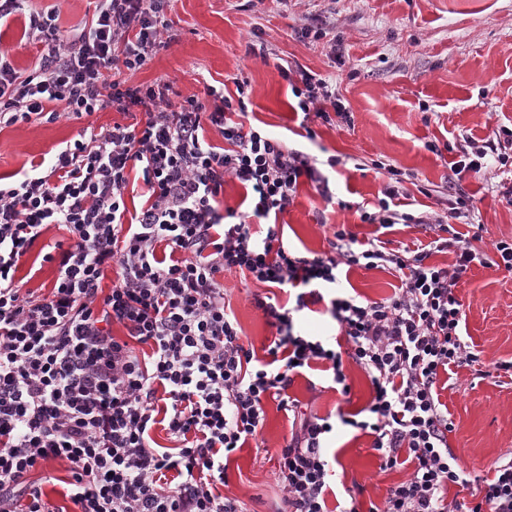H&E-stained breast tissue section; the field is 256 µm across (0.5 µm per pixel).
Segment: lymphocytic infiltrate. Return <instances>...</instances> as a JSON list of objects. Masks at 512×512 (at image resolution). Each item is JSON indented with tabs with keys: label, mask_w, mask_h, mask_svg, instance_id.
I'll return each instance as SVG.
<instances>
[{
	"label": "lymphocytic infiltrate",
	"mask_w": 512,
	"mask_h": 512,
	"mask_svg": "<svg viewBox=\"0 0 512 512\" xmlns=\"http://www.w3.org/2000/svg\"><path fill=\"white\" fill-rule=\"evenodd\" d=\"M28 2L0 0V27L26 15L29 35L46 51L27 75L0 52V124L78 120L107 109L127 115L136 108L140 118L90 131L0 182V512H53L41 486L27 479L53 461L68 466L77 512H247L216 488L226 482L229 455L262 428L264 398L275 395L280 408L297 410L287 389L319 360L349 394L347 356L372 384L369 416L357 429L372 435L382 467L403 453L414 464L390 488L382 512H512L511 453L478 497L448 499L449 486L471 479L448 446L453 423L437 382L450 366L478 360L461 335L456 290L475 265L512 272V241H496L488 252L454 228L473 199L457 192L444 220L393 209L401 173L376 160L373 169L390 183L363 221L384 229L431 224L439 237L414 251L374 242L360 248L341 229L329 251L287 249L271 216L293 204L300 178L324 196L329 181L307 153L246 126L247 82L232 95L208 86L200 100L180 97L170 80L134 84L122 76L145 68L171 31L170 0H98L90 26L67 45L56 11H31ZM280 73L305 118L327 123L346 114L326 79L298 65ZM209 127L223 146L206 140ZM501 133L502 141L461 147L455 175L511 162L512 129ZM134 170L147 199L131 216L124 191ZM228 177L250 192L254 216L268 222L265 233L235 211L221 212ZM51 224L64 226L70 241L46 254L56 276L40 295L24 290L16 274ZM448 250L452 267L429 264L431 253ZM345 266L391 269L401 285L382 301L325 297ZM111 268L117 280L106 292L101 283ZM237 271L294 297L288 308L256 302L277 330L263 361L245 347L218 279ZM321 302L350 355L294 334V314ZM115 324L125 338L112 335ZM140 345L149 353L137 354ZM158 423L175 447H155L150 432ZM332 429L327 419H303L281 448L284 495L276 512H328L323 437Z\"/></svg>",
	"instance_id": "1"
}]
</instances>
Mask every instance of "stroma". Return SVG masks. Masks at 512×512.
Here are the masks:
<instances>
[{
  "instance_id": "obj_1",
  "label": "stroma",
  "mask_w": 512,
  "mask_h": 512,
  "mask_svg": "<svg viewBox=\"0 0 512 512\" xmlns=\"http://www.w3.org/2000/svg\"><path fill=\"white\" fill-rule=\"evenodd\" d=\"M30 6L56 9L61 37L68 40L91 23L96 0H31ZM167 17L174 40L157 50L147 68L131 75V82L164 78L181 96L201 98L209 84L222 82L232 93L236 81H247L248 123L318 162L339 157V164L326 171L330 199L302 183L293 205L277 218L285 245L302 253L327 249L341 229L361 243L378 237L393 249L424 247L435 237L429 227L398 224L382 231L361 221L387 182L372 169V161H388L403 172L397 202L405 211L442 215L448 185L456 180L452 164L458 148L512 128V0H256L252 5L247 0H171ZM316 17L330 23L336 46L298 38L297 29ZM255 36L268 44L266 58L248 54L246 45ZM1 49L9 50L16 68L26 74L37 66L44 46L27 39L18 21L0 31ZM285 59L326 78L348 118L332 126L314 121L315 138H302L297 100L279 70ZM120 118L106 110L82 121L62 117L2 127L0 177L51 156L86 126ZM429 141L446 145V152L428 151ZM460 182L473 196L475 211L467 221L456 222V230L483 225L478 246L487 251L495 241L512 239V180L492 167L468 173ZM67 239L58 225L47 227L23 260L19 275L25 287L48 293L55 266L44 256L51 245ZM220 281L244 344L264 358L276 330L255 300L269 296L282 306L287 292L237 272ZM399 284L391 271L354 267L340 286L358 299L379 301ZM457 295L465 314L462 334L479 361L441 374L438 391L454 425L448 434L452 453L472 476L489 478L512 452V376L500 369L512 362V273L474 266L462 277ZM344 372L349 395L334 389L331 374L319 362L295 377L288 394L299 401L302 413L329 418L333 426L326 440L336 470L329 512L347 502L351 490L359 512H381L389 489L412 466L382 469L372 436L345 425V418L367 406L372 387L352 360H345ZM264 409L256 442L231 454L226 470V493L243 501L248 512H274L283 495L277 455L299 427L276 400H267Z\"/></svg>"
}]
</instances>
